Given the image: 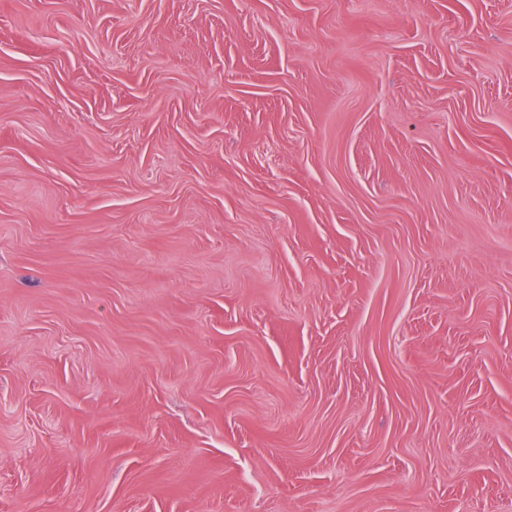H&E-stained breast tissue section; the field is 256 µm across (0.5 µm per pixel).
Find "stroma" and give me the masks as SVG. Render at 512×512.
I'll return each mask as SVG.
<instances>
[{
  "instance_id": "1",
  "label": "stroma",
  "mask_w": 512,
  "mask_h": 512,
  "mask_svg": "<svg viewBox=\"0 0 512 512\" xmlns=\"http://www.w3.org/2000/svg\"><path fill=\"white\" fill-rule=\"evenodd\" d=\"M0 512H512V0H0Z\"/></svg>"
}]
</instances>
